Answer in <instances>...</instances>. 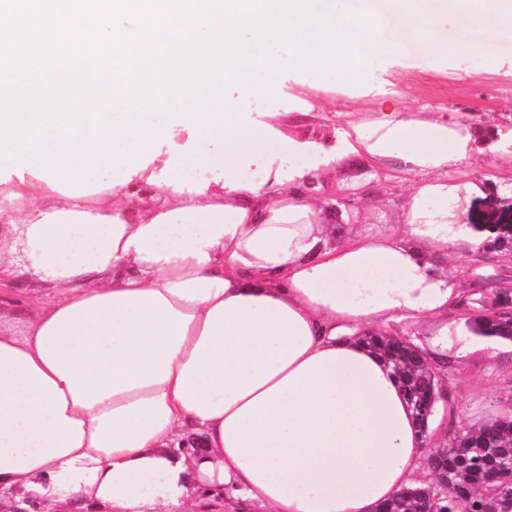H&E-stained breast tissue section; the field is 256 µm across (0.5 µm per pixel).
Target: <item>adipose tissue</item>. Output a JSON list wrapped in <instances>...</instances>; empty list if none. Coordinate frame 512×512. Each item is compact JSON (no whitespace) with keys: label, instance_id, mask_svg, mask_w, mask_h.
Returning a JSON list of instances; mask_svg holds the SVG:
<instances>
[{"label":"adipose tissue","instance_id":"obj_1","mask_svg":"<svg viewBox=\"0 0 512 512\" xmlns=\"http://www.w3.org/2000/svg\"><path fill=\"white\" fill-rule=\"evenodd\" d=\"M334 31L293 57L234 71L237 98L129 111L135 66L101 63L111 92L75 85L68 135L39 171L0 172V495L45 512H374L427 467L398 378L358 331L441 316L459 290L446 256L465 192L435 180L468 157V126L391 118L335 142L244 126L275 75L353 78L409 28L437 56L453 19L480 47L512 29V0H325ZM197 144L170 169L181 133ZM430 173L404 234L319 222L330 159L351 153ZM297 158L289 168L274 156ZM260 171L256 180L244 168ZM23 286L24 305L13 294ZM203 451L179 452L186 435Z\"/></svg>","mask_w":512,"mask_h":512}]
</instances>
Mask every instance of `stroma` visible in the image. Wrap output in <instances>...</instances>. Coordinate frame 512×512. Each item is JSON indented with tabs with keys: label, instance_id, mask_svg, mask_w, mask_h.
<instances>
[{
	"label": "stroma",
	"instance_id": "obj_1",
	"mask_svg": "<svg viewBox=\"0 0 512 512\" xmlns=\"http://www.w3.org/2000/svg\"><path fill=\"white\" fill-rule=\"evenodd\" d=\"M448 36L457 49L448 59L433 55L415 40H403L399 53L363 68L354 79L330 71L282 73L276 90L255 98L244 123H263L277 113L276 128L286 135L322 134L363 117L398 112L408 118L436 116L464 123L474 131L473 155L449 170L448 182L473 186L466 209L477 214L494 200L512 202V154L496 149L492 133L512 126V31L502 32L481 48H471L456 27ZM330 185L355 184L364 198L360 217L365 230L398 233L406 222L407 201L416 173L396 161L350 155L329 162ZM470 228H463L441 260L444 275L460 289L456 306L446 316L406 328V335L427 342L442 327L456 340L442 358L449 364L444 382L454 403L452 423L438 421L433 435L478 427L512 408V345L501 344L494 357L479 351V337L464 326L467 317L484 309L491 282L512 281V248L473 249Z\"/></svg>",
	"mask_w": 512,
	"mask_h": 512
}]
</instances>
